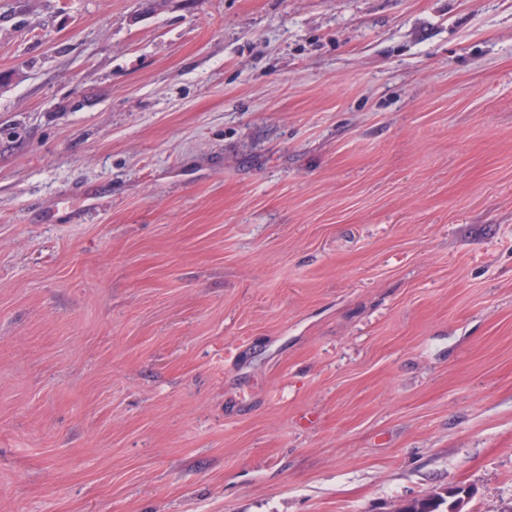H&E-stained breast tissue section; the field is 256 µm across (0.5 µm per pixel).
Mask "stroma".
<instances>
[{
	"label": "stroma",
	"instance_id": "obj_1",
	"mask_svg": "<svg viewBox=\"0 0 512 512\" xmlns=\"http://www.w3.org/2000/svg\"><path fill=\"white\" fill-rule=\"evenodd\" d=\"M512 507V0H0V512ZM463 491L447 489L423 498L406 502L397 512H464L462 511ZM449 499H452L449 501Z\"/></svg>",
	"mask_w": 512,
	"mask_h": 512
}]
</instances>
